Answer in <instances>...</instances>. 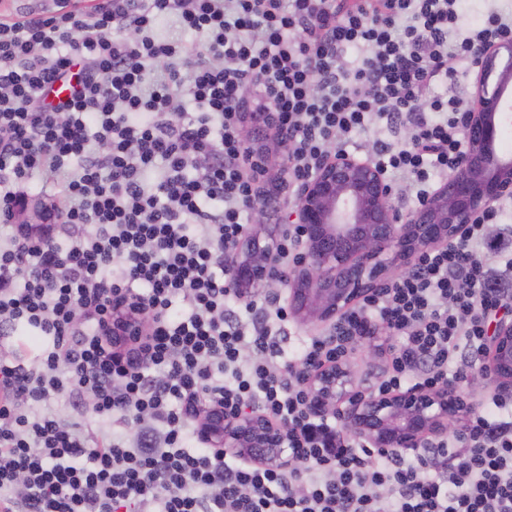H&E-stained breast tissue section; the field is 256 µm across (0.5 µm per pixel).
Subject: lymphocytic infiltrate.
Returning <instances> with one entry per match:
<instances>
[{"label":"lymphocytic infiltrate","instance_id":"f902f5d3","mask_svg":"<svg viewBox=\"0 0 512 512\" xmlns=\"http://www.w3.org/2000/svg\"><path fill=\"white\" fill-rule=\"evenodd\" d=\"M168 15L195 45L156 35ZM460 19L459 0H98L0 18V324L35 346L0 354V512H512V394L409 458L312 415L303 380L381 334L375 393L484 374L512 314L502 205L289 359L287 301L229 274L258 204L249 123L280 144L261 176L292 187L381 121L402 138L369 157L413 202L461 168L467 104L434 88L512 38V16ZM36 176L60 215L43 237L14 222ZM122 301L143 314L131 344L112 336ZM217 405L286 425L297 466L210 447L199 418Z\"/></svg>","mask_w":512,"mask_h":512}]
</instances>
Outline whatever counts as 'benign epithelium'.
Returning a JSON list of instances; mask_svg holds the SVG:
<instances>
[{"instance_id": "7a95c632", "label": "benign epithelium", "mask_w": 512, "mask_h": 512, "mask_svg": "<svg viewBox=\"0 0 512 512\" xmlns=\"http://www.w3.org/2000/svg\"><path fill=\"white\" fill-rule=\"evenodd\" d=\"M473 103L465 119L467 154L461 170L414 210L405 212L383 174L366 157L331 154L301 186L292 221L306 238L304 256L289 278L290 306L303 321L330 325L364 295L381 287L396 270L405 273L420 252L464 234L493 203L512 197V157L497 151L502 120L512 111V40L485 48ZM17 211V223L40 235L48 212L38 205L39 226ZM276 250L252 237L238 245L230 268L242 288L272 284ZM490 379L512 389V322L501 321L489 341ZM309 410L342 415L355 438L384 452H415L441 437L466 411L469 401L448 386L369 394L353 388L341 363L304 375ZM203 436L250 461L283 470L296 466L288 428L263 414L226 417L213 409L201 422Z\"/></svg>"}]
</instances>
